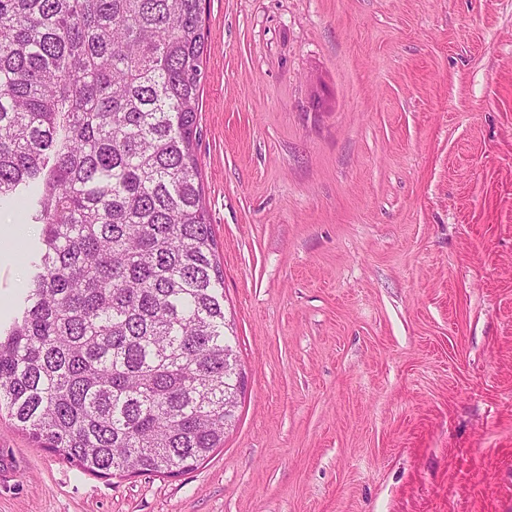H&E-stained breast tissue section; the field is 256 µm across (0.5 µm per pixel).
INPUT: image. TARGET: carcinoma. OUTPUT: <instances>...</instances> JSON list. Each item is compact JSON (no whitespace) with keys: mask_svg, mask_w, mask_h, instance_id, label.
<instances>
[{"mask_svg":"<svg viewBox=\"0 0 512 512\" xmlns=\"http://www.w3.org/2000/svg\"><path fill=\"white\" fill-rule=\"evenodd\" d=\"M203 0H0V203L40 250L0 416L84 472L183 475L242 383L196 155Z\"/></svg>","mask_w":512,"mask_h":512,"instance_id":"cac0c4a2","label":"carcinoma"}]
</instances>
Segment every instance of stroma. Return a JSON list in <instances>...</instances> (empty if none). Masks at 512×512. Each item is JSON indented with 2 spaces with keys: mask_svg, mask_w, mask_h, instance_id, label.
I'll return each instance as SVG.
<instances>
[{
  "mask_svg": "<svg viewBox=\"0 0 512 512\" xmlns=\"http://www.w3.org/2000/svg\"><path fill=\"white\" fill-rule=\"evenodd\" d=\"M196 154L246 372L177 478L0 417V512H512V0H206ZM0 322L39 245L0 206Z\"/></svg>",
  "mask_w": 512,
  "mask_h": 512,
  "instance_id": "1",
  "label": "stroma"
}]
</instances>
